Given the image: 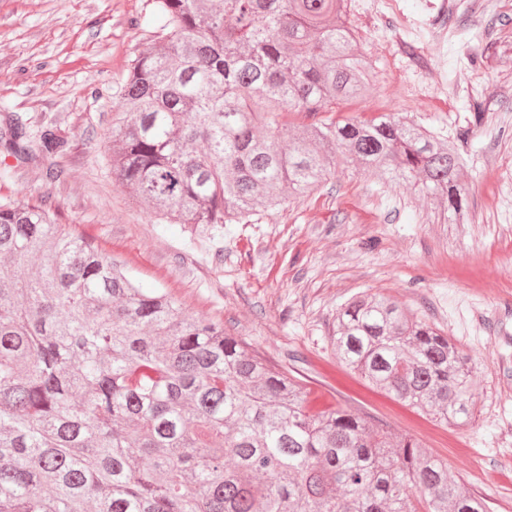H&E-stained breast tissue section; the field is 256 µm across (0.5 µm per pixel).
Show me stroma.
Returning a JSON list of instances; mask_svg holds the SVG:
<instances>
[{"mask_svg": "<svg viewBox=\"0 0 512 512\" xmlns=\"http://www.w3.org/2000/svg\"><path fill=\"white\" fill-rule=\"evenodd\" d=\"M150 10L151 0H0V108L19 113L29 132L53 125L68 139L60 154L7 157L0 199L51 207L142 287L223 322L316 395L419 439L490 512H512V0H460L437 46L427 37L434 0H350L377 85L325 112L341 121L404 110L458 137L467 223H431L428 199L413 188L340 167L307 196L225 225L216 239L158 220L112 176L115 94L130 60L161 41ZM477 50L486 59L475 69ZM478 105L482 132L460 139ZM50 168L59 181L47 180ZM359 292L393 297L457 342L473 367L472 420L438 423L341 366L336 310Z\"/></svg>", "mask_w": 512, "mask_h": 512, "instance_id": "stroma-1", "label": "stroma"}]
</instances>
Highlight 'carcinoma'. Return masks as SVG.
Returning a JSON list of instances; mask_svg holds the SVG:
<instances>
[{"instance_id":"cac0c4a2","label":"carcinoma","mask_w":512,"mask_h":512,"mask_svg":"<svg viewBox=\"0 0 512 512\" xmlns=\"http://www.w3.org/2000/svg\"><path fill=\"white\" fill-rule=\"evenodd\" d=\"M347 0H153L160 44L130 60L109 132L138 203L214 237L336 167L409 183L431 223L469 219L451 140L399 112L295 126L363 100L375 67ZM0 145L27 156L7 113ZM39 153L67 140L41 129ZM336 356L444 422L473 417L470 359L383 295L336 312ZM0 512H489L412 436L330 400L224 325L146 290L42 206L0 201Z\"/></svg>"}]
</instances>
